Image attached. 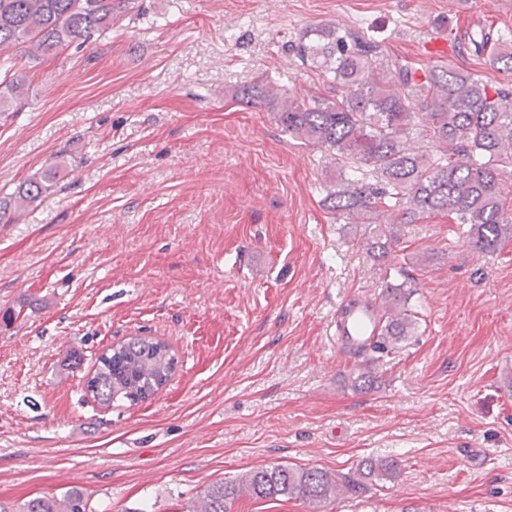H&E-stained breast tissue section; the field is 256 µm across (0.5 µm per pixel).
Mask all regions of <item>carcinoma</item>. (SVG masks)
Listing matches in <instances>:
<instances>
[{
    "instance_id": "obj_1",
    "label": "carcinoma",
    "mask_w": 512,
    "mask_h": 512,
    "mask_svg": "<svg viewBox=\"0 0 512 512\" xmlns=\"http://www.w3.org/2000/svg\"><path fill=\"white\" fill-rule=\"evenodd\" d=\"M128 0H0V52L21 48L27 58L53 55L72 43L112 28V18ZM477 54L512 73V32L485 29L467 33ZM297 54L330 76L338 97L313 96L298 101L273 92L264 80L236 91L259 102L283 131L305 144L323 147L336 161V181L326 189L325 207L336 217L363 226L368 250L381 261L393 252L403 224L425 215L448 213L469 225L470 243L487 254L512 238V211L506 206L502 178L512 169V90L446 64L415 69L395 59L380 67L381 44L347 29L321 28L299 38ZM26 76L12 74L0 92V112L25 93ZM416 139L422 146L410 149ZM58 168L20 184L8 204L0 206V223L13 220L51 187ZM378 304L381 329L373 351L382 353L403 341L413 320L408 301L415 281H390ZM366 348L350 349L360 357L350 370L351 386L369 390L379 382L378 357ZM174 355L162 341L136 336L101 355L94 372L93 397L110 407L118 401L136 404L155 394L172 372ZM399 473L393 459L366 458L355 472L273 464L250 469L233 481L218 480L203 491L186 512H231L245 495L253 499H300L313 512L344 494H356L372 482H392ZM0 512H91L84 489L61 495L10 501L0 499Z\"/></svg>"
}]
</instances>
